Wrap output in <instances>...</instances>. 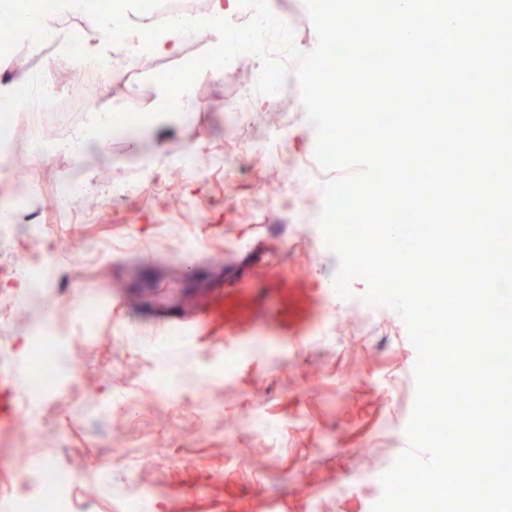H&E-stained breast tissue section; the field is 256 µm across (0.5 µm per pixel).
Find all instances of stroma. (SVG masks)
Instances as JSON below:
<instances>
[{"label":"stroma","instance_id":"1","mask_svg":"<svg viewBox=\"0 0 512 512\" xmlns=\"http://www.w3.org/2000/svg\"><path fill=\"white\" fill-rule=\"evenodd\" d=\"M287 19L296 47L317 36L305 0H267ZM16 43L0 51V86L34 80L66 85L72 72ZM160 59L120 63L138 81L101 91L116 108L154 109ZM256 67L234 59L222 80L198 75L181 116L99 138L83 156L34 158L46 184L78 177L88 194L78 223L46 225L6 215L0 239V368L26 382L24 343L37 324L71 325L59 360L70 384L24 401L0 429V499L27 489L16 463L49 461L74 471L102 512H126L138 485L148 512H373L378 477L408 446L417 359L400 316L367 305L365 281L338 297L336 257L318 227L317 205L336 170H320L316 132L294 71L280 103L255 92ZM284 151L268 158V140ZM194 149V168L182 165ZM117 185L133 186L128 195ZM41 278L14 288L9 275L32 250ZM122 302L99 336H81L88 301ZM190 320L216 305L224 322L186 344L161 339L158 305Z\"/></svg>","mask_w":512,"mask_h":512}]
</instances>
